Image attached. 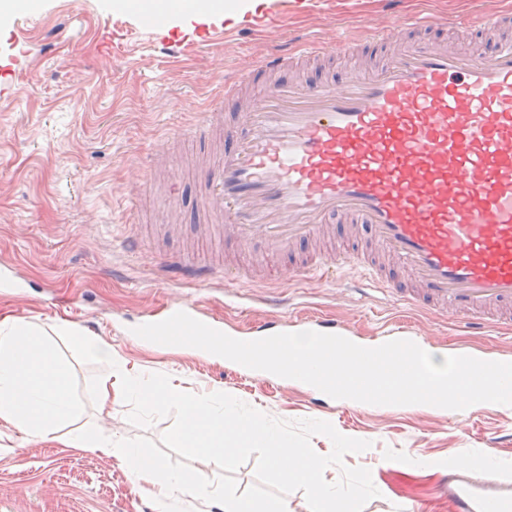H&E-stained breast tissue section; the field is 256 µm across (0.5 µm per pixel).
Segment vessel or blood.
I'll return each mask as SVG.
<instances>
[{"mask_svg":"<svg viewBox=\"0 0 512 512\" xmlns=\"http://www.w3.org/2000/svg\"><path fill=\"white\" fill-rule=\"evenodd\" d=\"M445 17L422 11L401 25L369 19L383 51L374 67L338 81L281 80L293 58L328 53L289 41L249 72L270 84L250 100L225 79L219 105L181 136L224 147L205 168L202 208L225 242L258 245L288 261L292 278L359 269L362 290L473 330L512 327V10L476 20L470 46L447 39ZM422 29L424 40L402 39ZM352 248L317 251L333 225ZM163 273L202 284L215 268L160 259ZM455 512H512V483L497 472L445 476Z\"/></svg>","mask_w":512,"mask_h":512,"instance_id":"b4317fda","label":"vessel or blood"}]
</instances>
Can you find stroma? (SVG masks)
Returning <instances> with one entry per match:
<instances>
[{
	"mask_svg": "<svg viewBox=\"0 0 512 512\" xmlns=\"http://www.w3.org/2000/svg\"><path fill=\"white\" fill-rule=\"evenodd\" d=\"M191 0H38L37 6L0 13V269L12 270L17 287L0 285V312L45 327L66 322L110 343L140 373H162L195 394L225 392L282 420L330 422L342 435L371 441L344 458L349 467L371 472L379 497L363 512H453L438 486L460 449L492 453L495 469L512 479V409L494 406L462 413L430 408H339L318 402L302 387L273 377H242L222 360L191 350L159 351L136 340L134 327L170 306L204 301L232 327L247 330L270 317L254 299L255 286L237 287L239 305L226 303L225 281H190L156 286V258L191 255L222 265L224 252L205 234L198 205L204 190L191 163L194 146L176 145L160 160L150 189L142 172L163 139L180 132L188 114L210 107L225 75L241 73L287 36L315 37L333 44L368 17L393 22L427 10L450 18L452 38H470L468 22L506 8L512 0H291L286 15L266 23L267 5L222 15L192 14ZM165 10L163 34L181 52L162 54L147 26L131 27L129 14ZM26 20L33 39L12 53L13 22ZM65 23L66 33L44 46V31ZM223 27V45L210 43ZM25 94H18V87ZM143 240L140 255L122 248L126 236ZM234 254L263 276L280 279L286 312L324 314L349 324L356 340L372 344L391 323L403 321L419 345L437 353L464 347L486 357L512 356V329L468 335L443 316L419 314L378 292L351 291L357 273L340 278L286 281L283 262L263 259L252 245ZM71 395L78 421L104 434L145 436L160 441L173 424L164 418L147 428L131 423L121 401L101 411L87 397L92 377L107 378L102 364L73 359L68 348ZM15 448L0 456V512H153L151 486L132 480L114 458L80 453L56 442L16 432L0 435ZM498 439L488 450L489 439ZM431 465L419 467L420 458Z\"/></svg>",
	"mask_w": 512,
	"mask_h": 512,
	"instance_id": "stroma-1",
	"label": "stroma"
}]
</instances>
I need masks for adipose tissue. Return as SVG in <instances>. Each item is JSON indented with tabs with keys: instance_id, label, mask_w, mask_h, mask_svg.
<instances>
[{
	"instance_id": "1",
	"label": "adipose tissue",
	"mask_w": 512,
	"mask_h": 512,
	"mask_svg": "<svg viewBox=\"0 0 512 512\" xmlns=\"http://www.w3.org/2000/svg\"><path fill=\"white\" fill-rule=\"evenodd\" d=\"M71 369L48 333L13 317L0 318V424L42 441L64 437L66 447L122 461L134 481L151 484L154 512H170L175 498L201 495L194 471H176L125 440L74 423Z\"/></svg>"
}]
</instances>
